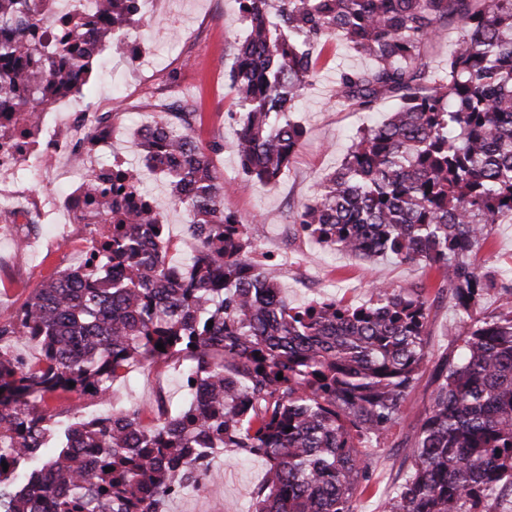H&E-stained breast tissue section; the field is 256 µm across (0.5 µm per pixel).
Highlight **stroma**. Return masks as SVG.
I'll use <instances>...</instances> for the list:
<instances>
[{"label":"stroma","instance_id":"1","mask_svg":"<svg viewBox=\"0 0 512 512\" xmlns=\"http://www.w3.org/2000/svg\"><path fill=\"white\" fill-rule=\"evenodd\" d=\"M146 16V23L132 31L142 47L141 60L132 62L104 50L91 91L75 97L74 102L76 112L111 113L112 153L143 168L144 187L162 213L174 246L169 253L174 264H181L193 249L187 218L173 204L166 178L146 170L135 132L150 126L159 104L176 96L198 102L203 114L198 130L201 139L222 146L212 154V164L226 182L237 186L224 204L247 219L255 258L293 305L303 306L323 295L361 303L378 283L398 287L424 280L439 285L438 273L423 264L392 258L369 261L331 251L298 232L294 224L296 213L314 201L321 183L340 168L359 131L380 123L398 105L396 98L388 96L369 112L337 105L340 72L370 68L369 58L351 51L340 38L327 41L317 74L292 114L305 130L295 159L276 184L243 188L233 149L237 124L229 80L235 48L246 36L237 0H151ZM76 112L60 113L59 118L70 123ZM83 246L77 237L69 241L43 238L21 253L9 231L0 228V311L19 310L33 288L80 266ZM482 254L490 259L489 270L501 279L499 287L481 301V309L489 312L499 305L504 290L512 287V223L495 225ZM455 321L456 311L448 298L432 304L428 362L407 396L406 417L368 460L369 484L357 496V512H383L387 492L405 474L406 457L433 390V364L451 353L448 331ZM187 399L178 363L138 362L113 383L109 404L117 410L137 405L149 424L158 405L174 412ZM266 474L263 459L242 458L233 449H225L212 461L205 488L188 490L170 501L167 512H250L253 493Z\"/></svg>","mask_w":512,"mask_h":512}]
</instances>
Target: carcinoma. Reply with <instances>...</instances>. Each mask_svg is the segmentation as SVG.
<instances>
[{
	"instance_id": "1",
	"label": "carcinoma",
	"mask_w": 512,
	"mask_h": 512,
	"mask_svg": "<svg viewBox=\"0 0 512 512\" xmlns=\"http://www.w3.org/2000/svg\"><path fill=\"white\" fill-rule=\"evenodd\" d=\"M146 2L97 0L88 12L83 0H0V138L36 139L37 112L90 88L96 49L139 25ZM238 2L248 27L232 67L241 184H274L288 168L305 134L291 112L327 36L374 62L341 72L336 103L368 111L399 100L295 223L337 252L436 269L458 316L459 356L435 367L411 468L385 512H496L512 494V292L481 310L496 280L477 254L492 225L512 221V0ZM454 18L460 36L434 71L422 47ZM160 108L161 127L139 146L187 213L189 273L148 247L166 225L128 168L112 169L110 188L86 173L88 223L111 222L91 257L115 279L68 271L0 317V512H166L204 485L209 467L197 461L226 448L268 465L252 512H356L362 449L381 447L403 418L428 357L430 285L291 305L252 263L248 224L224 207L230 187L210 159L220 146L164 120L199 117L197 104ZM23 339L40 344L37 363L11 353ZM172 358L185 361L189 392L176 414L151 425L136 405L81 416L49 446L45 395L104 401L130 362Z\"/></svg>"
}]
</instances>
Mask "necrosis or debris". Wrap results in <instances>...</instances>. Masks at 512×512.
I'll use <instances>...</instances> for the list:
<instances>
[{
  "instance_id": "1",
  "label": "necrosis or debris",
  "mask_w": 512,
  "mask_h": 512,
  "mask_svg": "<svg viewBox=\"0 0 512 512\" xmlns=\"http://www.w3.org/2000/svg\"><path fill=\"white\" fill-rule=\"evenodd\" d=\"M67 103L55 102L45 106L37 114L41 136L38 142L27 139L16 143L0 141V174L5 175V182L0 183V197H16L23 194L22 187L16 177L18 173L29 167L46 169L52 166L57 154L71 148H78L82 159L74 163L67 173L62 194L52 200L45 201L38 195L28 196L26 207L0 206V222L10 225L19 245H27L33 233L30 229V212L38 210L43 227L53 228L59 238L69 235L67 225H54L52 216L56 211L66 210L74 215H81L86 203L85 170L88 163L94 160L112 138V121L107 116H99L89 125L88 136L79 138L72 132L56 128L57 113L70 111Z\"/></svg>"
}]
</instances>
